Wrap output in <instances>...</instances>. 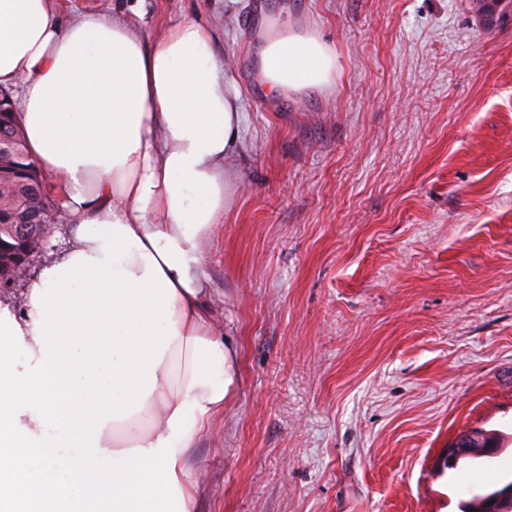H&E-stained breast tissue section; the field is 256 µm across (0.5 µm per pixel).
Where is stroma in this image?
<instances>
[{"label": "stroma", "instance_id": "35a3bbf8", "mask_svg": "<svg viewBox=\"0 0 512 512\" xmlns=\"http://www.w3.org/2000/svg\"><path fill=\"white\" fill-rule=\"evenodd\" d=\"M58 0L147 36L224 35L245 122L238 188L204 251L236 347L224 418L186 454L197 512H459L512 475V0ZM318 34L336 77L274 98L258 34ZM61 220L26 280L73 242ZM495 430L494 457H440ZM480 436L476 439V447L469 448L470 447V438L472 437L473 431L466 432L464 434L459 435L456 437L449 445L448 449L445 452L446 458L445 462H448V465H451L455 459L461 455L462 453H473L476 451V448H482L480 447V444H484L486 439H494L497 443V450L501 447V440L503 439V436L501 434L494 433L493 435L486 436L482 431L479 432Z\"/></svg>", "mask_w": 512, "mask_h": 512}]
</instances>
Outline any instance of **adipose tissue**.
Here are the masks:
<instances>
[{"instance_id":"obj_1","label":"adipose tissue","mask_w":512,"mask_h":512,"mask_svg":"<svg viewBox=\"0 0 512 512\" xmlns=\"http://www.w3.org/2000/svg\"><path fill=\"white\" fill-rule=\"evenodd\" d=\"M221 41L192 20L151 39L94 11L62 21L55 0H0V88L76 226L24 315L0 308V512H196L185 456L233 382L201 256L243 123ZM335 76L318 35L285 20L263 34L270 94ZM60 464L70 480L48 484Z\"/></svg>"}]
</instances>
